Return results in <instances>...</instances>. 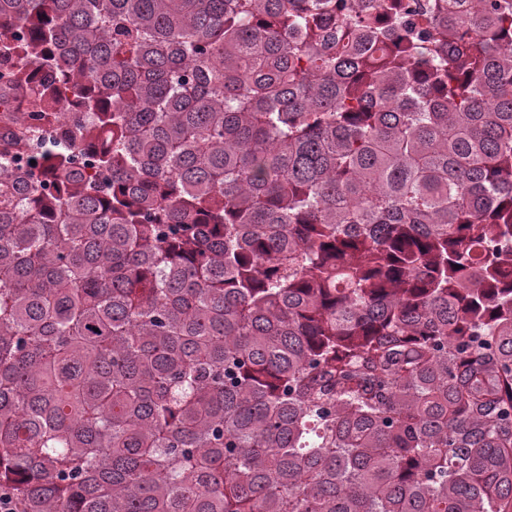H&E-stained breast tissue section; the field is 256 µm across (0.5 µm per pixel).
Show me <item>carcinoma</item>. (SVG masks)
<instances>
[{"label":"carcinoma","instance_id":"obj_1","mask_svg":"<svg viewBox=\"0 0 512 512\" xmlns=\"http://www.w3.org/2000/svg\"><path fill=\"white\" fill-rule=\"evenodd\" d=\"M4 37L23 512H512V0H0Z\"/></svg>","mask_w":512,"mask_h":512}]
</instances>
